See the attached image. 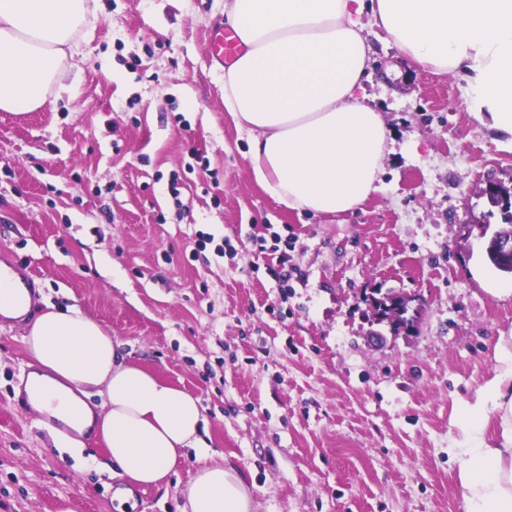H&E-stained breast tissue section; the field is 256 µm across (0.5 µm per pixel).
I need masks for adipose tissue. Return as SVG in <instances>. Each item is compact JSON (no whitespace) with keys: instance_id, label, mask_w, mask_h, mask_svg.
<instances>
[{"instance_id":"1","label":"adipose tissue","mask_w":512,"mask_h":512,"mask_svg":"<svg viewBox=\"0 0 512 512\" xmlns=\"http://www.w3.org/2000/svg\"><path fill=\"white\" fill-rule=\"evenodd\" d=\"M90 3L0 0V111L46 103ZM365 15L420 67L464 71L471 116L512 147V0H224L223 21L245 47L224 71V106L250 134L255 181L288 209L347 214L377 189L393 139L359 99L371 63ZM23 340L34 424L58 421L62 447L83 450L97 434L106 468L155 488L196 450L181 512H256L246 481L204 448L200 399L130 361L96 320L75 306L50 309ZM511 389L512 359L464 405L467 443L453 454L466 512H512ZM494 413L495 447L482 438Z\"/></svg>"}]
</instances>
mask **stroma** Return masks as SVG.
<instances>
[{
    "instance_id": "35a3bbf8",
    "label": "stroma",
    "mask_w": 512,
    "mask_h": 512,
    "mask_svg": "<svg viewBox=\"0 0 512 512\" xmlns=\"http://www.w3.org/2000/svg\"><path fill=\"white\" fill-rule=\"evenodd\" d=\"M223 11L98 0L63 91L0 111V254L30 263L41 304L78 306L201 398L202 437L257 512H464L448 450L512 350V275L482 234L502 224L483 190H512V150L470 117L464 71L416 66L368 26L364 102L394 139L383 180L347 215L289 210L224 107L208 46ZM283 253L301 272L287 290L268 273ZM379 289L419 298L412 332L372 338ZM25 329L0 323V512H180L195 456L168 489L132 488L100 469L101 439L71 454L15 405Z\"/></svg>"
}]
</instances>
